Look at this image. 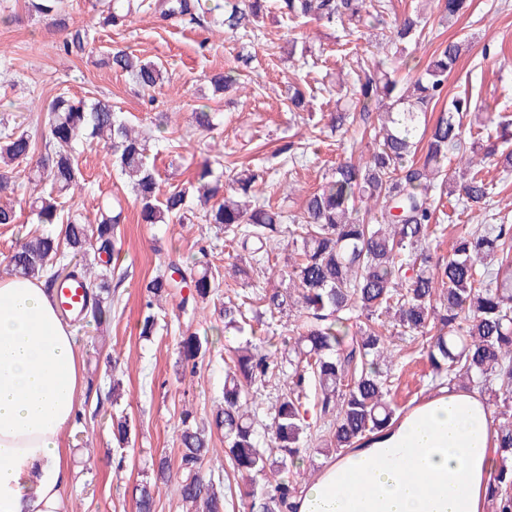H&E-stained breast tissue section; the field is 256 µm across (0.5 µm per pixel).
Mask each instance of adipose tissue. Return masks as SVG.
Here are the masks:
<instances>
[{"label": "adipose tissue", "mask_w": 512, "mask_h": 512, "mask_svg": "<svg viewBox=\"0 0 512 512\" xmlns=\"http://www.w3.org/2000/svg\"><path fill=\"white\" fill-rule=\"evenodd\" d=\"M87 382L74 331L44 280H0V512H58L71 479L61 438ZM431 427L399 428L384 448L337 455L296 512H485L499 459L490 412L449 392Z\"/></svg>", "instance_id": "ef3b65f1"}]
</instances>
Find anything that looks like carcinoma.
<instances>
[{"mask_svg":"<svg viewBox=\"0 0 512 512\" xmlns=\"http://www.w3.org/2000/svg\"><path fill=\"white\" fill-rule=\"evenodd\" d=\"M289 25L319 22L334 27L344 21L358 28L385 24L383 11L366 0H276ZM266 0H96L99 27L127 26L142 7L159 18L201 21L234 34L254 29ZM452 26L469 0H442ZM32 10L62 33L59 49L67 55L86 52L88 33L69 27L64 0H31ZM424 13L415 10L389 25L400 46L399 65L364 61L346 104L328 114L336 130L354 127L370 139L366 161L345 160L305 196L300 215H284L254 196L259 175L235 172L228 182L204 164L196 181L159 198L158 173L147 161V139L121 112L102 100L76 99L63 93L47 105L44 148L20 128L0 131V193L15 190L14 163L30 164V191L25 202L41 224H58L21 244L7 257L16 275L47 277L48 286L77 274L85 279V303L79 319L96 326L111 321L112 299L107 275L96 273L95 254L119 255L116 249L121 214L100 212L94 219L63 215L59 199L75 189L79 169L76 146L95 143L112 150L122 176L135 193L145 224L186 219L197 199L208 224H216L234 244L235 275L248 282L270 268L268 242L286 227L288 254L278 270L279 288L236 294L218 308L224 328L242 331L246 307L263 309L270 322L257 320L250 337L229 350L232 365L224 379V403L212 413L209 429L190 424L177 430V457L156 463V480L175 479L186 512H229L232 489L206 477L212 433L224 437L228 466L245 480L239 491L246 512H293L299 461L307 449L327 454L372 446L399 427L403 409L390 398L396 372L410 352L394 339L409 340L429 364L439 388L450 382L478 392L495 407L492 437L500 466L489 488L491 512H512V224H457L448 257L432 248L443 197H453L461 212L479 211L496 219L497 192L482 170L472 168L482 155L504 177L512 175V120H499L491 135L488 108L468 96L454 97L436 118L429 113L443 100L448 79L469 52L464 39L439 44L422 73L412 67L406 45L421 34ZM104 63L128 73L143 92L162 85L167 71L123 49L108 51ZM197 130L216 129V113L207 105L193 112ZM82 258L76 270L58 266L61 245ZM189 286L188 304L204 303L216 293L211 270L182 266L174 260L147 280L146 312L140 336L157 334L153 309ZM292 309L299 312L289 336L273 346L266 336L271 320ZM208 340L192 333L180 341L184 366L194 373L203 362ZM282 379L286 387L259 416L258 395ZM131 425L112 416L118 445L129 443ZM272 448L265 449V444ZM277 458H272L273 452ZM156 486L139 488L137 512H155Z\"/></svg>","mask_w":512,"mask_h":512,"instance_id":"cac0c4a2","label":"carcinoma"}]
</instances>
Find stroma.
<instances>
[{"mask_svg":"<svg viewBox=\"0 0 512 512\" xmlns=\"http://www.w3.org/2000/svg\"><path fill=\"white\" fill-rule=\"evenodd\" d=\"M96 0H66L71 28L86 30L85 54L59 52L60 36L45 19L32 14L28 0H0V127H22L34 137L45 130L46 105L58 93L75 98L110 100L131 124L145 129L163 125L165 138L151 143L148 160L159 173L161 191L194 180L201 164L219 161L229 169L265 170L260 197L286 213L300 211L305 193L315 190L340 159L350 157L353 132L331 129L340 84L356 78V57L393 63L396 47L379 31L346 36L342 28L316 22L299 29L302 42L315 54L309 63L289 56L281 36L286 24L279 12L265 17L254 33L231 37L207 23L164 22L153 12L137 13L123 29L97 25ZM387 20L423 8L428 23L423 36L409 45L417 66H424L438 44L448 38L469 40L470 52L451 76L446 97L469 94L494 116L512 117V0H472L470 12L448 26L437 0H381ZM124 48L161 63L165 83L147 94L127 75L104 65L107 50ZM251 56L247 67L237 65ZM239 68V86L216 92L212 76ZM305 95V109L290 112L289 86ZM209 106L219 125L210 133L197 130L192 113ZM309 142L302 167L293 169L280 154L288 141ZM78 187L63 199L65 211L95 215L103 204L121 211V251L109 268L112 321L106 331L85 323L74 334L85 356L90 386L80 419L63 436L73 453V477L61 496L59 512H136L135 488L153 481V459L175 455L174 428L182 410L196 423L209 420L224 390L228 349L240 337L225 330L213 303L196 313L182 312L178 301L165 303L160 335L143 338L139 325L146 292L143 285L164 261L176 259L219 274V297H226L233 250L222 231L207 225L202 209L190 223L145 224L139 205L113 163L110 151L87 146L77 151ZM197 333L209 352L196 373L184 371L179 356L182 336ZM123 381L124 394L112 404L107 393L111 376ZM129 416L133 433L125 450L126 466H112V412Z\"/></svg>","mask_w":512,"mask_h":512,"instance_id":"stroma-1","label":"stroma"}]
</instances>
